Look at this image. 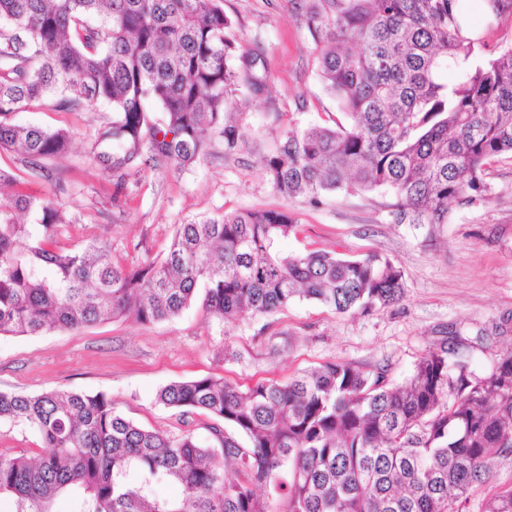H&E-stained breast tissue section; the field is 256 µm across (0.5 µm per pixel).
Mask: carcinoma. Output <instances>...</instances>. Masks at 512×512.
Here are the masks:
<instances>
[{
    "mask_svg": "<svg viewBox=\"0 0 512 512\" xmlns=\"http://www.w3.org/2000/svg\"><path fill=\"white\" fill-rule=\"evenodd\" d=\"M301 2L320 80L351 124L288 131L263 159L273 188L313 206L385 190L394 223H448V202L476 201L487 168L512 155V46L473 59L512 0H488L493 19L473 37L462 0ZM231 27L222 0H0V150L34 163L66 153L68 130L14 121L46 105L111 110L92 146L111 172L189 166L215 130L236 149L226 95L262 93L266 74ZM448 68L452 83L440 80ZM13 183L0 169V335L153 324L200 287L220 322L301 299L368 313L404 295L401 271L379 255L282 253L296 229L286 208L180 224L160 258L125 267L94 243L53 246L71 220L40 196L2 201ZM450 354L428 350L401 383L327 362L244 389L215 376L163 387L158 403L211 415L208 439L143 428L104 393L0 391V419L45 448L38 462L0 456V496L15 512H53L66 494L75 512H467L495 458L512 454V350L481 376ZM165 483L179 493H160ZM482 512H512V488L488 493Z\"/></svg>",
    "mask_w": 512,
    "mask_h": 512,
    "instance_id": "carcinoma-1",
    "label": "carcinoma"
}]
</instances>
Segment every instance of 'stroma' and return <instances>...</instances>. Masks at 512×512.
<instances>
[{"label": "stroma", "instance_id": "stroma-1", "mask_svg": "<svg viewBox=\"0 0 512 512\" xmlns=\"http://www.w3.org/2000/svg\"><path fill=\"white\" fill-rule=\"evenodd\" d=\"M224 12L232 21L230 37L260 52L269 75L264 95L239 89L226 98V110L243 118L245 144L229 152L216 136L208 153L187 168L141 165L119 175L97 166L89 154L110 115L107 107L22 109L17 123L69 129L72 143L65 156L36 167L0 151V168L16 177L13 193L50 198L66 213L68 223L55 233L60 246L95 242L127 267L159 258L176 225L287 207L297 230L281 240L283 253L388 258L403 275L402 301L367 314H339L301 300L273 315L246 313L225 323L198 301L153 325L122 317L79 331L2 335L0 391L103 392L116 413L146 428L204 437L211 417L157 404L160 388L204 376L238 385L282 382L326 362L379 367L400 382L428 349L457 336L464 340L459 357L475 374L488 372L512 349V157L489 167L480 201L450 205L447 223L435 226L393 223V198L378 191L339 192L317 206L300 198L284 202L262 157L288 131L349 119L318 77V51L298 20L299 0H224ZM43 453L33 431L0 421V455L36 460Z\"/></svg>", "mask_w": 512, "mask_h": 512}]
</instances>
